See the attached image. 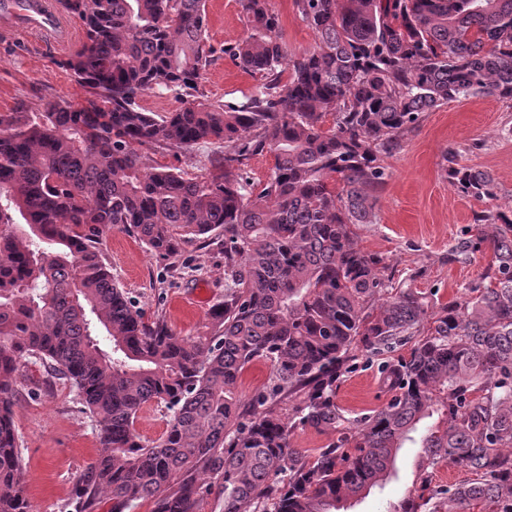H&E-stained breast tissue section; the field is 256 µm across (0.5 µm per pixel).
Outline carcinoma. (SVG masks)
Here are the masks:
<instances>
[{
    "mask_svg": "<svg viewBox=\"0 0 512 512\" xmlns=\"http://www.w3.org/2000/svg\"><path fill=\"white\" fill-rule=\"evenodd\" d=\"M58 2L85 30L64 62L85 96L0 113V512H30L13 405L32 358L78 390L97 431L64 512L106 500L109 512H201L215 492L222 512H347L435 414L423 463L469 477L439 492L423 481L392 512H512V208L474 213L448 250L450 263L485 248L491 259L446 304L402 284L378 303L385 266L356 233L374 223L384 159L423 113L512 100V0H294L316 33L299 55L269 0H239L248 35L223 52L260 86L227 104L199 101L215 53L206 0ZM150 92L183 105L150 112ZM202 142L218 150L197 173L151 164ZM263 152L274 163L261 184L248 167ZM442 170L460 193L495 197L493 176L455 148ZM106 229L162 260L224 237V301L205 335L144 320L104 262ZM410 339L380 363L390 399L348 417L336 390L356 352ZM256 360L270 373L245 403ZM155 404L166 429L146 442L134 424ZM307 428L336 439L293 447Z\"/></svg>",
    "mask_w": 512,
    "mask_h": 512,
    "instance_id": "obj_1",
    "label": "carcinoma"
}]
</instances>
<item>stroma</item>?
Masks as SVG:
<instances>
[{"label": "stroma", "instance_id": "35a3bbf8", "mask_svg": "<svg viewBox=\"0 0 512 512\" xmlns=\"http://www.w3.org/2000/svg\"><path fill=\"white\" fill-rule=\"evenodd\" d=\"M270 6L289 52L314 46L315 33L300 19L293 0H270ZM207 16L208 41L215 54L200 90L208 101L238 102L259 84L222 53L224 45L247 34L240 4L207 0ZM62 22L71 33L65 43L34 34L0 35V112L20 101L41 110L59 99L83 96L63 62L80 49L84 27L67 13ZM451 146L459 149L462 165L491 173L495 198L479 201L449 185L441 155ZM387 165L390 176L377 197L376 221L359 225V245L382 258L386 278L410 282L412 288L432 294L435 303H448L479 282L490 260L484 251L468 262L452 264L449 248L466 237L475 212L512 207V101L471 97L425 113ZM100 248L114 280L136 301L145 320L163 319L175 333L191 339L205 333L211 308L224 299L223 241L184 243L173 267L117 230L103 234ZM196 294L203 299L201 306L179 307L181 298ZM45 376L38 361L22 368L14 422L33 512H61L74 478L96 455L98 441L77 390L59 379L43 386ZM386 398L377 363L358 356L337 390V404L357 415L379 407ZM430 425L427 419L419 424L398 451L389 476L355 502L353 512H389L425 476L440 488L465 479V471L445 462L422 468L420 444Z\"/></svg>", "mask_w": 512, "mask_h": 512}]
</instances>
